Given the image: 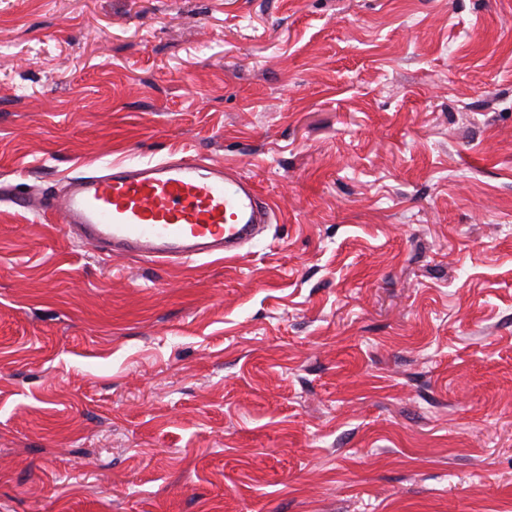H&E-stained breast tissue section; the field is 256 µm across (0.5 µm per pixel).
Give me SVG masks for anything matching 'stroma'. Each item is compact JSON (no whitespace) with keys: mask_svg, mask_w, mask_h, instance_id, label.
Segmentation results:
<instances>
[{"mask_svg":"<svg viewBox=\"0 0 512 512\" xmlns=\"http://www.w3.org/2000/svg\"><path fill=\"white\" fill-rule=\"evenodd\" d=\"M181 151L237 256L0 200V512H512V0H0V185Z\"/></svg>","mask_w":512,"mask_h":512,"instance_id":"35a3bbf8","label":"stroma"}]
</instances>
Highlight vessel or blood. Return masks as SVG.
<instances>
[{
	"mask_svg": "<svg viewBox=\"0 0 512 512\" xmlns=\"http://www.w3.org/2000/svg\"><path fill=\"white\" fill-rule=\"evenodd\" d=\"M11 202L64 225L103 259L163 264L236 256L273 215L237 167L188 154L114 162L69 177L65 191L42 204L23 195Z\"/></svg>",
	"mask_w": 512,
	"mask_h": 512,
	"instance_id": "1",
	"label": "vessel or blood"
}]
</instances>
